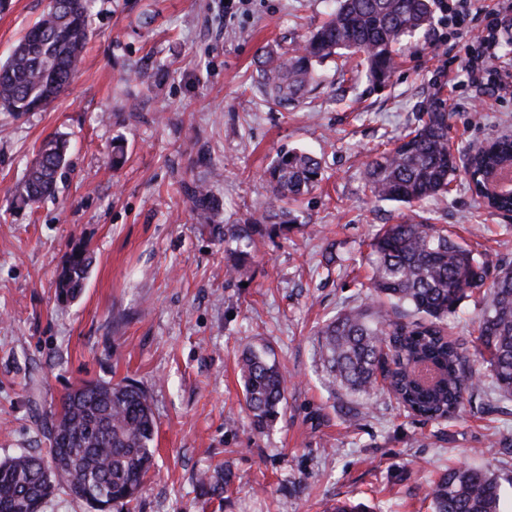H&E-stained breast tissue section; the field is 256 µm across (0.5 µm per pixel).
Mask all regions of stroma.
<instances>
[{
    "label": "stroma",
    "instance_id": "1",
    "mask_svg": "<svg viewBox=\"0 0 512 512\" xmlns=\"http://www.w3.org/2000/svg\"><path fill=\"white\" fill-rule=\"evenodd\" d=\"M49 0H0V64ZM325 0H94L83 61L47 109L0 112V461L48 457L41 420L85 381L128 380L152 398L156 465L125 512H430L428 482L454 466L490 467L512 512V401L485 363L461 412L427 422L387 393H330L318 369V328L365 305L368 241L413 214L447 225L485 261L512 266V215L484 208L458 173L446 195L414 206L374 199L363 169L393 148L435 101L452 103L451 148L512 134V101L473 87L465 43L406 38L390 81H341L334 62L288 108L256 88L263 46L286 51L326 16ZM71 143L54 198L13 204L41 141ZM127 159L112 167V141ZM305 149L323 180L282 219L262 178L279 152ZM210 187L214 223L190 196ZM272 226L235 277L224 232ZM77 244L92 251L83 293L63 304L57 280ZM340 266L323 268L327 250ZM267 349L287 376L283 416L260 429L245 407L237 358ZM232 470L223 499L194 490L215 466Z\"/></svg>",
    "mask_w": 512,
    "mask_h": 512
}]
</instances>
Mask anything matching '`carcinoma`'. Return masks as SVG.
Returning a JSON list of instances; mask_svg holds the SVG:
<instances>
[{
	"label": "carcinoma",
	"instance_id": "cac0c4a2",
	"mask_svg": "<svg viewBox=\"0 0 512 512\" xmlns=\"http://www.w3.org/2000/svg\"><path fill=\"white\" fill-rule=\"evenodd\" d=\"M92 0H50L46 13L17 41L0 64V112L46 109L70 84L91 37ZM431 0H335L326 19L297 47L261 50L260 92L266 103L286 108L311 89L316 67L357 56L368 80L382 86L394 71L402 41L431 23ZM67 141L42 140L34 163L15 188V200L32 206L54 193L66 160ZM512 168V136L488 141L463 165L477 186L486 176ZM457 163L448 142V113L432 105L399 142L371 159L365 185L378 201L410 205L448 192ZM319 161L305 152L280 153L265 173L272 196L287 204L318 185ZM488 207L512 212V188L484 198ZM191 204L202 224L215 208L207 187H196ZM263 225L245 224L230 239L253 242ZM371 304L331 318L317 332L328 388L369 395L382 388L408 414L426 421L457 415L478 384L468 369L465 342L445 329L470 293L486 288L476 352L500 395L512 400V267L485 286L486 266L474 252L426 218L382 226L369 243ZM93 262L78 244L58 277L57 299L83 292ZM243 396L255 425L281 415L286 376L265 351L242 353ZM50 461L20 454L0 462V512H41L62 490L93 512L138 499L153 466L155 420L151 398L132 383L84 382L70 390L43 426ZM232 472L215 467L197 482L201 495L222 496ZM432 512H502L501 488L487 468L448 469L429 485Z\"/></svg>",
	"mask_w": 512,
	"mask_h": 512
}]
</instances>
